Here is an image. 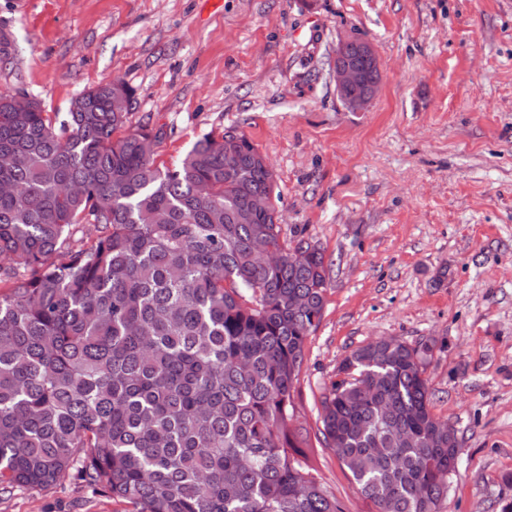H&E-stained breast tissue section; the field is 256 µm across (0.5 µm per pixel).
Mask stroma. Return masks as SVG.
Segmentation results:
<instances>
[{
	"label": "stroma",
	"mask_w": 512,
	"mask_h": 512,
	"mask_svg": "<svg viewBox=\"0 0 512 512\" xmlns=\"http://www.w3.org/2000/svg\"><path fill=\"white\" fill-rule=\"evenodd\" d=\"M372 43L382 80L346 109L340 35ZM119 80L129 127L163 129L174 167L233 126L268 159L282 235L331 263L295 393L316 430L341 361L378 338L436 343L434 413L461 444L443 512L512 498V0H0V94L66 112ZM312 464L345 512H368L328 449ZM67 475L0 512H126Z\"/></svg>",
	"instance_id": "obj_1"
}]
</instances>
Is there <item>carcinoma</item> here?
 <instances>
[{
    "label": "carcinoma",
    "instance_id": "carcinoma-1",
    "mask_svg": "<svg viewBox=\"0 0 512 512\" xmlns=\"http://www.w3.org/2000/svg\"><path fill=\"white\" fill-rule=\"evenodd\" d=\"M128 116L110 83L62 116L0 94V495L73 472L132 512H343L316 442L371 512H443L460 443L432 412L436 343L356 348L317 431L296 424L323 249L264 212L237 221L280 199L243 133L162 167L165 132Z\"/></svg>",
    "mask_w": 512,
    "mask_h": 512
}]
</instances>
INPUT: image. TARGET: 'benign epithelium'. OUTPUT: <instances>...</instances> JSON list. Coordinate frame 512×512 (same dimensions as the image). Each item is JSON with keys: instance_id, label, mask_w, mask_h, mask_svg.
I'll use <instances>...</instances> for the list:
<instances>
[{"instance_id": "obj_1", "label": "benign epithelium", "mask_w": 512, "mask_h": 512, "mask_svg": "<svg viewBox=\"0 0 512 512\" xmlns=\"http://www.w3.org/2000/svg\"><path fill=\"white\" fill-rule=\"evenodd\" d=\"M376 73H381V68L372 44L354 34L342 36L330 65L340 99L355 111L367 108L381 82L379 78L371 82V75Z\"/></svg>"}]
</instances>
